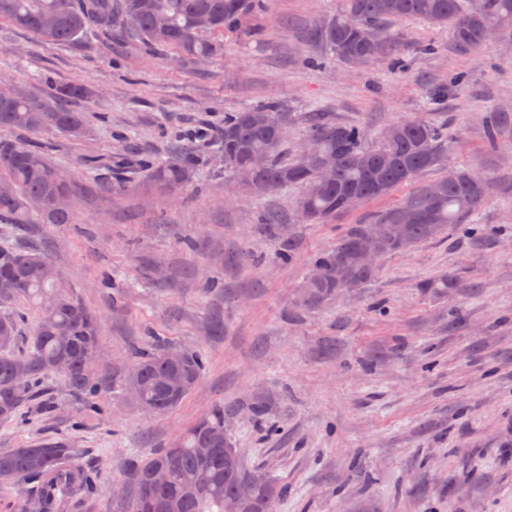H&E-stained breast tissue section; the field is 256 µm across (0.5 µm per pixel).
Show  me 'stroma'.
<instances>
[{
  "label": "stroma",
  "instance_id": "1",
  "mask_svg": "<svg viewBox=\"0 0 512 512\" xmlns=\"http://www.w3.org/2000/svg\"><path fill=\"white\" fill-rule=\"evenodd\" d=\"M337 0H263L224 34V54L187 67L171 49L88 33L56 45L0 24V76L37 94L72 83L70 101L88 134L37 136L76 185L71 224H0V246L47 251L76 297L99 318L109 383L87 410L53 374L20 418L0 420V451L52 440L91 473L98 492L68 512H128L127 463L172 446L183 429L223 405L224 430L246 472L281 489L275 512H512V49L499 41L467 55L447 27L391 24L407 67L387 61L312 66L317 48L300 38ZM423 43L436 53L420 52ZM463 71L444 110L429 91ZM266 100L289 112V152L304 144L312 115L364 127L377 142L410 118L455 134L442 165L394 199L465 163L492 176L493 191L464 225L412 251L382 257L377 276L316 309L297 307L298 288L319 251L353 224L370 223L386 202L357 206L325 224H303L300 188L252 197L225 174L214 138L189 139L201 125ZM507 115L497 152L486 146L485 113ZM197 160L191 183L158 194L148 166L177 152ZM125 172L123 192L102 191L100 170ZM273 209L286 233H256ZM292 248L289 263L278 260ZM453 277L452 287L423 281ZM199 350L197 387L173 410L144 415L129 398L130 351L153 338ZM265 409L264 421L253 414Z\"/></svg>",
  "mask_w": 512,
  "mask_h": 512
}]
</instances>
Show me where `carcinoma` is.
Instances as JSON below:
<instances>
[{
	"instance_id": "cac0c4a2",
	"label": "carcinoma",
	"mask_w": 512,
	"mask_h": 512,
	"mask_svg": "<svg viewBox=\"0 0 512 512\" xmlns=\"http://www.w3.org/2000/svg\"><path fill=\"white\" fill-rule=\"evenodd\" d=\"M261 0H0V22L55 43H69L95 30L109 35L132 34L145 44L175 49L179 62L207 63L224 54V31L236 27ZM421 19L446 24L451 47L464 56L489 41V30L500 38L512 32V0H340L336 16L312 27V36L326 56L345 63L361 64L384 58L394 70L404 68L402 53L389 33L388 23ZM365 27L380 29L375 45L360 38ZM466 83L459 72L448 86L430 92L435 106L448 91ZM8 91L0 101V224H71L70 205L53 206L58 198L70 200L72 179L60 177L40 147L10 137L16 130L30 134L58 131L72 139L86 132L82 112L60 108L56 102L31 94L0 78ZM489 148L500 130L498 113L483 120ZM288 124L287 113L274 100L240 112L224 113L218 134L224 170L237 169L253 156L265 157V165L253 173L246 186L256 196L284 187L298 186V216L304 224H322L362 202L387 198L395 189L414 182L424 171L438 165L452 136L448 129L421 119L391 125L400 136L365 144L366 131L353 124L319 121L310 125L308 140L320 155H334L338 162L329 179L320 176L306 152L291 160L281 157L283 139L277 131ZM194 176V164L184 158L148 168V178L160 190L176 193ZM490 176L468 167L450 166L439 179L421 186L374 219L389 230L381 255L406 252L421 243L443 236L455 224H466L490 195ZM369 228L356 224L336 244L318 252L311 265L322 270L314 284L303 283L298 305L312 309L346 290L354 281L362 288L378 272L357 256L360 237ZM17 298L32 306L35 321L25 353L16 352L18 322L1 315L0 329L10 340L0 346V419L15 417L22 403L32 397L35 384L53 371L61 360L70 390L89 407L107 385V378L93 361L99 348L97 318L74 295L50 257L23 249L0 248V304ZM180 358L179 369L188 380L184 392L172 395L160 385L171 369V356ZM129 381L138 384L133 401L150 406L156 414L177 407L196 387L205 363L193 349L162 345L132 353ZM224 406H213L187 426L171 448H160L128 468L135 497L131 512H224V500L239 502L243 512H274L279 495L276 483L263 473H247L241 451L224 434ZM209 452H203V449ZM70 450L57 442L40 441L23 448L0 451V484L17 481L34 484L20 501L19 512L36 504L39 512H65L76 496H90L97 485L92 476L69 458ZM170 471L163 488L147 486L150 471Z\"/></svg>"
}]
</instances>
